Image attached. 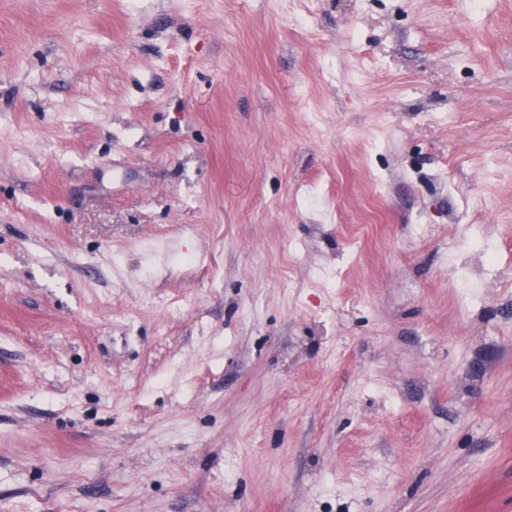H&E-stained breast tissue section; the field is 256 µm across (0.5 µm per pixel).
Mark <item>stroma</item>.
<instances>
[{"mask_svg": "<svg viewBox=\"0 0 512 512\" xmlns=\"http://www.w3.org/2000/svg\"><path fill=\"white\" fill-rule=\"evenodd\" d=\"M0 512H512V0H0Z\"/></svg>", "mask_w": 512, "mask_h": 512, "instance_id": "stroma-1", "label": "stroma"}]
</instances>
